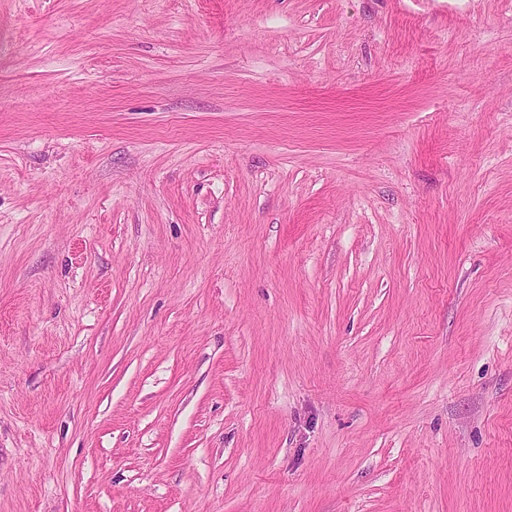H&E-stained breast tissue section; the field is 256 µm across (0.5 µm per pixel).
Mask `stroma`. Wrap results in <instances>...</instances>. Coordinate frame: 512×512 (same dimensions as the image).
Returning <instances> with one entry per match:
<instances>
[{
	"label": "stroma",
	"mask_w": 512,
	"mask_h": 512,
	"mask_svg": "<svg viewBox=\"0 0 512 512\" xmlns=\"http://www.w3.org/2000/svg\"><path fill=\"white\" fill-rule=\"evenodd\" d=\"M0 512H512V0H0Z\"/></svg>",
	"instance_id": "stroma-1"
}]
</instances>
